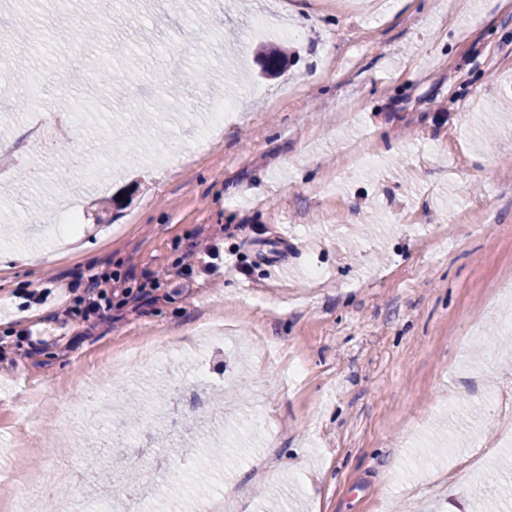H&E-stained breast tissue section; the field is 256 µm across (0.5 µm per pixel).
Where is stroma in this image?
<instances>
[{
    "label": "stroma",
    "instance_id": "obj_1",
    "mask_svg": "<svg viewBox=\"0 0 512 512\" xmlns=\"http://www.w3.org/2000/svg\"><path fill=\"white\" fill-rule=\"evenodd\" d=\"M153 2L0 0V142L25 146L0 177V252L18 256L0 269V451L30 473L72 462L39 512L101 492L96 456L138 491L118 512H195L224 486L230 512H474L476 473L512 472V0ZM289 29L264 76L257 46ZM196 70L192 111L157 110L170 72ZM63 101L79 125L33 138L30 113ZM224 225L206 272L195 246ZM104 272L111 308L67 318ZM89 382L161 408L164 431L110 419L85 448ZM221 440L191 468L200 491L143 494L166 457Z\"/></svg>",
    "mask_w": 512,
    "mask_h": 512
}]
</instances>
